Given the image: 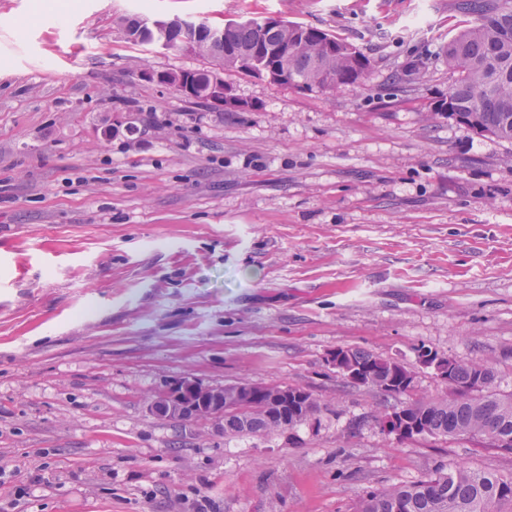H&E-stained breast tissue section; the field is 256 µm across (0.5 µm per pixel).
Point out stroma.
Returning <instances> with one entry per match:
<instances>
[{
    "instance_id": "1",
    "label": "stroma",
    "mask_w": 512,
    "mask_h": 512,
    "mask_svg": "<svg viewBox=\"0 0 512 512\" xmlns=\"http://www.w3.org/2000/svg\"><path fill=\"white\" fill-rule=\"evenodd\" d=\"M278 17L369 60L333 91L236 71L241 112L142 80L215 68L126 17ZM457 0H0V512H354L466 465L478 438L400 442L339 348L415 373L427 347L512 393V142L435 113ZM423 62L404 83L408 63ZM182 377L310 391L269 435L152 415ZM347 359L345 352L341 349H336V351L329 355L327 361L336 367V372L347 382L358 386H368L370 383L368 373L363 369L349 366Z\"/></svg>"
}]
</instances>
